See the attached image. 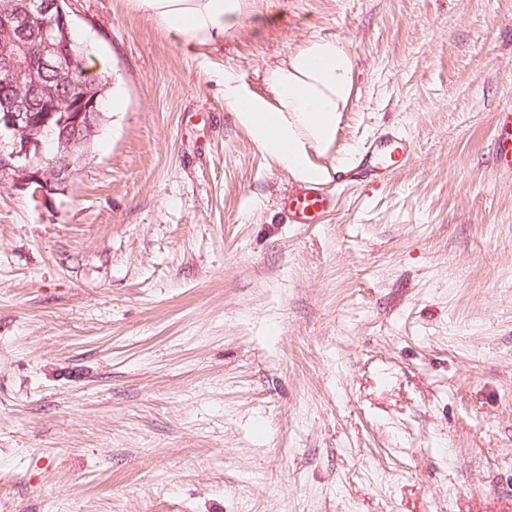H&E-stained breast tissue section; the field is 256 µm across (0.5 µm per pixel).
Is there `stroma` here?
Returning <instances> with one entry per match:
<instances>
[{
  "label": "stroma",
  "mask_w": 512,
  "mask_h": 512,
  "mask_svg": "<svg viewBox=\"0 0 512 512\" xmlns=\"http://www.w3.org/2000/svg\"><path fill=\"white\" fill-rule=\"evenodd\" d=\"M72 3L113 106L64 190L0 181V512H512V0H244L191 54ZM315 38L354 90L291 224L224 81ZM388 127L408 162L344 185ZM497 135L493 155L497 167L512 175V108H504L496 115ZM333 206V198L320 184H305L283 199L282 210L291 224H314L315 220Z\"/></svg>",
  "instance_id": "35a3bbf8"
}]
</instances>
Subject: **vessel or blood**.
<instances>
[{"instance_id": "1", "label": "vessel or blood", "mask_w": 512, "mask_h": 512, "mask_svg": "<svg viewBox=\"0 0 512 512\" xmlns=\"http://www.w3.org/2000/svg\"><path fill=\"white\" fill-rule=\"evenodd\" d=\"M497 135L493 155L497 167L512 174V108L496 115ZM413 151L411 140L402 134L388 131L373 141L349 170L350 178L369 184L385 181L393 171L404 165ZM333 205V199L317 184H306L284 198L282 210L289 223L311 224Z\"/></svg>"}]
</instances>
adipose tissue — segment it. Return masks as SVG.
<instances>
[{
	"label": "adipose tissue",
	"mask_w": 512,
	"mask_h": 512,
	"mask_svg": "<svg viewBox=\"0 0 512 512\" xmlns=\"http://www.w3.org/2000/svg\"><path fill=\"white\" fill-rule=\"evenodd\" d=\"M243 0H137L185 51L223 37L235 25ZM354 57L336 40L315 39L268 70L274 97H245L226 83L224 96L256 145L295 179L319 183L327 170L318 164L336 142L353 91Z\"/></svg>",
	"instance_id": "adipose-tissue-1"
}]
</instances>
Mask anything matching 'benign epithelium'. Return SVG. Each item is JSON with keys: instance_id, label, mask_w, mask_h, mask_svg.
<instances>
[{"instance_id": "benign-epithelium-1", "label": "benign epithelium", "mask_w": 512, "mask_h": 512, "mask_svg": "<svg viewBox=\"0 0 512 512\" xmlns=\"http://www.w3.org/2000/svg\"><path fill=\"white\" fill-rule=\"evenodd\" d=\"M35 13L53 18L33 43L16 41V24ZM72 36L61 0L0 9V71L9 76L0 90V171L43 196L68 183L103 117L96 82L73 77Z\"/></svg>"}]
</instances>
